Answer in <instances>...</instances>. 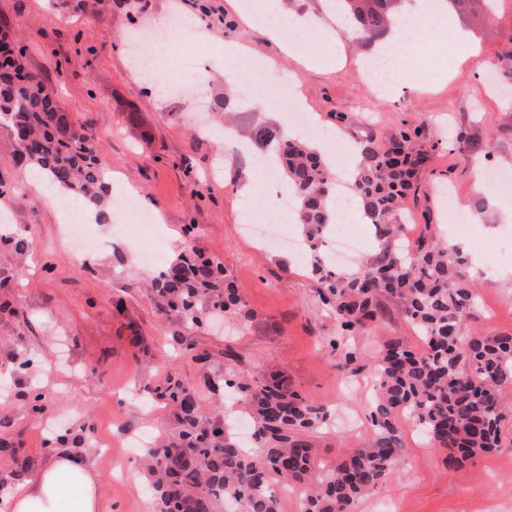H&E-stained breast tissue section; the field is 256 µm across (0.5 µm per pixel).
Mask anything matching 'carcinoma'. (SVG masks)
Here are the masks:
<instances>
[{
	"label": "carcinoma",
	"mask_w": 512,
	"mask_h": 512,
	"mask_svg": "<svg viewBox=\"0 0 512 512\" xmlns=\"http://www.w3.org/2000/svg\"><path fill=\"white\" fill-rule=\"evenodd\" d=\"M401 2L336 0V11L354 42L373 47L395 26ZM4 50L14 57L22 81L0 73V115L15 128L26 162L48 170L53 186L102 202L107 186L99 146L71 121L45 79L23 71L24 48L6 44ZM250 138L273 147L277 168L296 197L304 256L338 328L330 348L380 322L382 299L389 298L418 332L423 349L415 351L399 337L382 341L370 363L376 384L373 441L332 467L319 461L310 441L328 420L326 408L273 372L256 378L237 369L240 355L230 346L224 348V375L206 384L213 394L232 397L250 418L260 451H246L219 418L203 414L194 385L169 379L155 387L157 396L175 406L181 425L170 445L150 448L142 459L157 512H279L274 475L305 487V512H353L355 502L403 461L402 412L432 448L448 450L450 469L500 448L505 433L512 434V417L500 401L501 389L512 385V336L465 333L480 303L466 257L425 233L408 249L390 244L400 236L398 220L413 180L430 159L428 127L407 123L386 141L373 137L362 145L351 186L381 250L351 272L331 268L322 249L325 228L334 221L335 184L324 154L276 128L253 130ZM194 230L184 226L186 248L150 283L161 308L200 323L204 298L214 312L249 319L252 312L223 264L191 244Z\"/></svg>",
	"instance_id": "cac0c4a2"
}]
</instances>
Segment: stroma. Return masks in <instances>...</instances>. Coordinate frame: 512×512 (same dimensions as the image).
Listing matches in <instances>:
<instances>
[{"mask_svg":"<svg viewBox=\"0 0 512 512\" xmlns=\"http://www.w3.org/2000/svg\"><path fill=\"white\" fill-rule=\"evenodd\" d=\"M209 31L197 39L198 58L214 63L205 85L209 102L231 95L264 97L266 106L224 113L228 132L284 126L278 86L289 80L305 112L324 138L343 135L351 147L392 132L402 122L427 121L445 132L428 168L418 176L410 206L414 232L423 222L444 232L437 203L440 181L461 196L472 227L468 254L480 306L470 329L512 335V255L497 242L512 236V196L493 199L473 192L472 164L488 156L512 170V90L496 84L498 55L512 42V0H503L494 23L482 14L449 15L464 48L439 46L414 54L411 85L396 95L374 96L363 81V54L337 20L332 0H298L295 14L313 26L306 56L284 51L262 29L245 25L225 0H0V36L25 48L26 70L55 88L59 105L99 143L103 168L127 185L157 217L144 242H120L98 252L88 268L76 259L58 211L22 181L25 161L10 126L0 123V232L13 228L34 249L0 244V484L19 483L50 455L60 437L91 453L106 512H155L149 478L138 467L133 436L162 443L180 424L172 404L149 397L166 379L193 382L205 412L224 406L207 390L224 372V348L241 355L244 369L269 365L288 385L330 413L312 441L328 466L373 435L369 411L372 372L362 369L341 390L344 359L328 342L336 322L321 310L315 283L302 259L248 238L242 222L251 204L254 166L236 140L205 130L190 90L170 94L145 82L132 61L133 28L162 23L172 11ZM250 49L235 76L224 75V45ZM466 132L457 139L456 129ZM196 225L192 243L221 261L252 311L239 324H191L155 303L151 277L138 259L140 246L155 248L163 262L181 251L185 225ZM122 310H115V299ZM411 346L420 340L399 314L354 336L363 358L383 337ZM404 462L363 496L355 512H377L391 503L401 512H512V446L448 468L442 451L427 447L419 429L402 421Z\"/></svg>","mask_w":512,"mask_h":512,"instance_id":"35a3bbf8","label":"stroma"}]
</instances>
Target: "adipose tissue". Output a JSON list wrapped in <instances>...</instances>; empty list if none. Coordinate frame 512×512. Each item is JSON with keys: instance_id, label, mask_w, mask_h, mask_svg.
I'll return each instance as SVG.
<instances>
[{"instance_id": "1", "label": "adipose tissue", "mask_w": 512, "mask_h": 512, "mask_svg": "<svg viewBox=\"0 0 512 512\" xmlns=\"http://www.w3.org/2000/svg\"><path fill=\"white\" fill-rule=\"evenodd\" d=\"M237 8L249 23L275 39L284 31L302 28L298 18L281 11L279 0H239ZM402 13L401 21L389 35L390 41L406 47L438 41L452 46L461 40L460 33L450 31L446 25L445 0H414L403 7ZM64 500L70 502V512H102L95 466L89 454L74 452L65 437L29 478L0 488V506L5 512H60L59 505Z\"/></svg>"}]
</instances>
